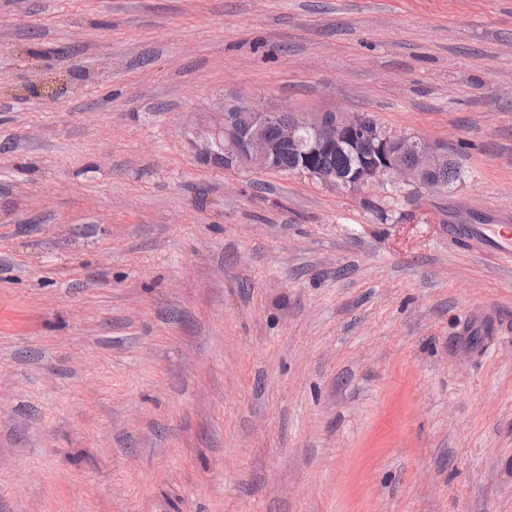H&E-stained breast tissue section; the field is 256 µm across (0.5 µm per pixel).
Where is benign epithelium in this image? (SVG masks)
<instances>
[{
	"label": "benign epithelium",
	"mask_w": 512,
	"mask_h": 512,
	"mask_svg": "<svg viewBox=\"0 0 512 512\" xmlns=\"http://www.w3.org/2000/svg\"><path fill=\"white\" fill-rule=\"evenodd\" d=\"M304 132L312 134L306 152L314 154L371 142L370 157L349 176L309 164L301 167V173L333 190L355 191L383 181L434 189L429 174L454 162L444 142L386 132L366 135L359 114L334 107L309 111L274 108L260 99H237L222 109L210 139L221 144L224 169H265L274 166L283 148L300 145Z\"/></svg>",
	"instance_id": "benign-epithelium-1"
}]
</instances>
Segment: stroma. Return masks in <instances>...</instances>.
Returning <instances> with one entry per match:
<instances>
[{
    "label": "stroma",
    "instance_id": "1",
    "mask_svg": "<svg viewBox=\"0 0 512 512\" xmlns=\"http://www.w3.org/2000/svg\"><path fill=\"white\" fill-rule=\"evenodd\" d=\"M447 144L224 170L222 102ZM512 0H0V512H512ZM457 234L478 239L500 257L512 258V226L510 224H460ZM489 226V227H486Z\"/></svg>",
    "mask_w": 512,
    "mask_h": 512
}]
</instances>
